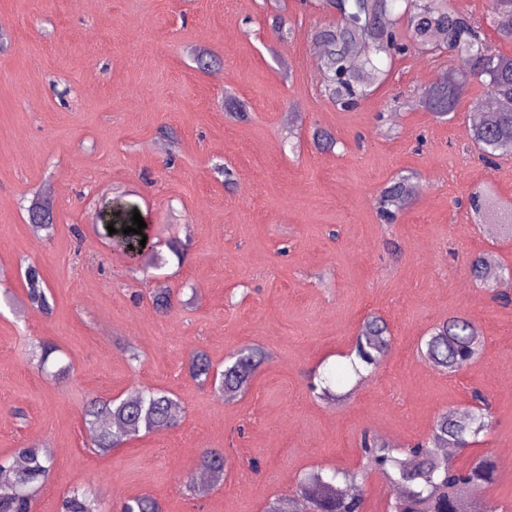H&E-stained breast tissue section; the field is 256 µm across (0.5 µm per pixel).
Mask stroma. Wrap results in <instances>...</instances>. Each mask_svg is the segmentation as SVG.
I'll return each mask as SVG.
<instances>
[{"instance_id":"obj_1","label":"stroma","mask_w":512,"mask_h":512,"mask_svg":"<svg viewBox=\"0 0 512 512\" xmlns=\"http://www.w3.org/2000/svg\"><path fill=\"white\" fill-rule=\"evenodd\" d=\"M275 15L288 37L272 31ZM333 20L301 0H0L11 42L0 53V457L31 442L51 448L32 512H58L62 495L85 484L108 508L149 494L162 512H264L302 472L358 468L363 434L407 447L476 391L494 423L454 464L512 448V305L469 269L480 252L512 266V237L487 233L467 204L483 192L512 205V156L487 165L467 136L475 101L490 95L472 82L454 118L437 120L416 100L453 60L416 53L342 110L312 55L313 30ZM198 50L213 57L208 71L196 67ZM228 92L246 120L226 116ZM287 112L299 115L295 148ZM316 128L335 146L315 147ZM401 173L421 190L382 223L376 198ZM118 194L152 235L189 242L184 260L168 257L156 272L174 291L169 314L136 300L149 283L94 231L102 200ZM35 195L53 208L47 240L27 221ZM24 259L51 290V315L27 302ZM372 313L393 344L359 382L346 355ZM457 313L479 327L482 350L449 375L418 347ZM41 341L58 346L70 376L41 372L32 358ZM245 343L272 359L236 400L187 376L194 352L219 363ZM314 372L350 399L315 398ZM142 387L175 394L182 423L93 453L85 402ZM210 448L229 461L224 480L190 497L184 484Z\"/></svg>"}]
</instances>
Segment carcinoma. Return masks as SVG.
I'll return each instance as SVG.
<instances>
[{
	"mask_svg": "<svg viewBox=\"0 0 512 512\" xmlns=\"http://www.w3.org/2000/svg\"><path fill=\"white\" fill-rule=\"evenodd\" d=\"M322 8L337 15L334 22L314 30L313 39L322 48L321 68L325 76L324 91L343 110L355 108L382 84L387 70L383 59L404 57L412 53L446 52L461 59L464 67L450 66L435 81L426 85L418 105L438 118L456 111L460 95L473 80L480 81L498 101V107L485 121L469 130L471 144L484 161L512 154V55L496 51L483 38L481 24L464 16L455 8L454 0H320ZM489 26L501 41L512 43V0H490ZM409 177L392 180L381 189L377 208L382 221L393 223L398 213L412 200ZM474 210L485 212L493 224H503L512 236V214L502 221L495 202L480 193L470 198ZM136 206L124 202L107 208L104 225L118 233L103 230V237L127 246L140 247L142 236L125 234L122 228L133 226ZM29 221L37 238L53 229L50 208L31 204ZM474 277L496 283L506 265L497 263L487 252L474 255L470 261ZM28 302L48 315L52 312L50 289L39 269L29 264L24 271ZM155 311L168 314L173 307V290L158 287L148 292ZM481 343L475 323L464 314L448 317L436 325L421 341L420 352L435 367L456 373L467 367L478 355ZM392 347V334L380 315L367 316L359 329L348 357L354 376L365 378L379 365ZM58 349L49 342L35 347V358L42 369L53 366L55 375L69 374L71 366L55 357ZM270 361V354L255 344H245L224 358L212 362L204 351L195 353L187 365L189 377L201 386H209L218 394H244L253 377ZM315 397L339 402L349 393L332 389V381H309ZM479 406L472 415L458 418L453 409L438 414L425 440L408 449L404 460L394 455L388 443L366 435L361 440L362 458L393 485L390 512H458L461 500L472 503L473 512H496L481 491L493 485L498 476L494 457L486 456L466 468L453 465L441 456L438 448H467L483 430L492 426L487 400L474 394ZM182 405L178 398L160 388H143L124 398L94 397L84 407L82 419L90 439V448L107 455L135 439L140 433L174 429L180 425ZM227 458L222 449H207L200 456V470L215 483L224 479ZM52 465L50 449L36 444L18 449L16 455L0 459V512H31L32 501L43 487ZM359 473L334 470L305 475L295 496L273 497L266 512H363L360 496L345 497L336 491V480L357 481ZM60 512H104L91 487H74L63 497ZM120 512H161L159 502L151 495H138L122 501Z\"/></svg>",
	"mask_w": 512,
	"mask_h": 512,
	"instance_id": "carcinoma-1",
	"label": "carcinoma"
}]
</instances>
